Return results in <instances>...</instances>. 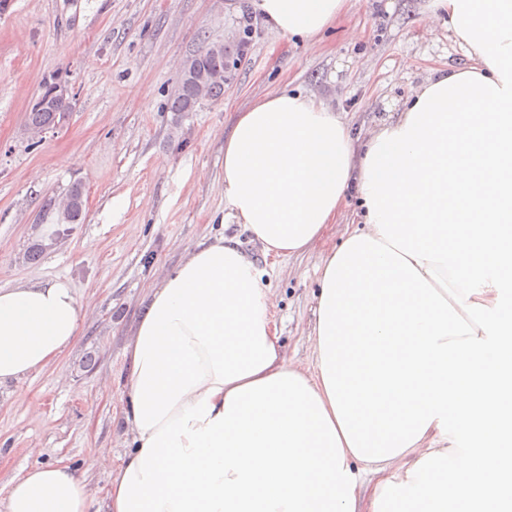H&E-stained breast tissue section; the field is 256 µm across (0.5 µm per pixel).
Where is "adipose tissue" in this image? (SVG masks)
Wrapping results in <instances>:
<instances>
[{"label": "adipose tissue", "instance_id": "obj_1", "mask_svg": "<svg viewBox=\"0 0 512 512\" xmlns=\"http://www.w3.org/2000/svg\"><path fill=\"white\" fill-rule=\"evenodd\" d=\"M345 2L253 6L313 46ZM429 7L470 63L369 134L312 93L238 113L224 219L264 264L222 237L149 287L120 395L132 448L103 501L39 465L0 512H512V0ZM320 244L311 353L293 359L269 281ZM83 316L64 281L0 286V386L72 348Z\"/></svg>", "mask_w": 512, "mask_h": 512}]
</instances>
